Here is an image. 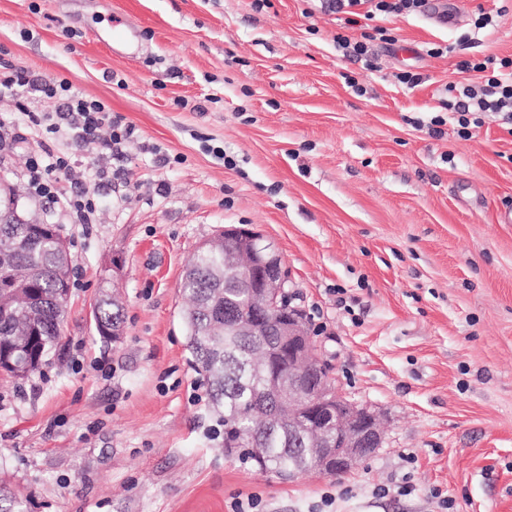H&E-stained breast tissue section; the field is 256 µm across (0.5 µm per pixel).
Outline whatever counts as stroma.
I'll use <instances>...</instances> for the list:
<instances>
[{
  "label": "stroma",
  "mask_w": 512,
  "mask_h": 512,
  "mask_svg": "<svg viewBox=\"0 0 512 512\" xmlns=\"http://www.w3.org/2000/svg\"><path fill=\"white\" fill-rule=\"evenodd\" d=\"M104 19L135 33L133 50L99 40ZM345 19L323 0H0V70L68 79L134 128L102 159L0 99V184L75 259L55 355L0 378V484L25 512H234L250 494L259 512H441L443 496L512 512V223L498 219L512 133L492 112L468 139L451 119L430 127L449 85L484 84L460 61L512 56V0L380 17L391 39L368 66L336 46L363 32ZM42 146L71 157L72 181L111 172L94 223L33 197ZM231 224L274 244L336 386L379 415L385 444L364 465L281 481L225 456L180 283ZM106 284L124 300L107 343L93 321Z\"/></svg>",
  "instance_id": "obj_1"
}]
</instances>
